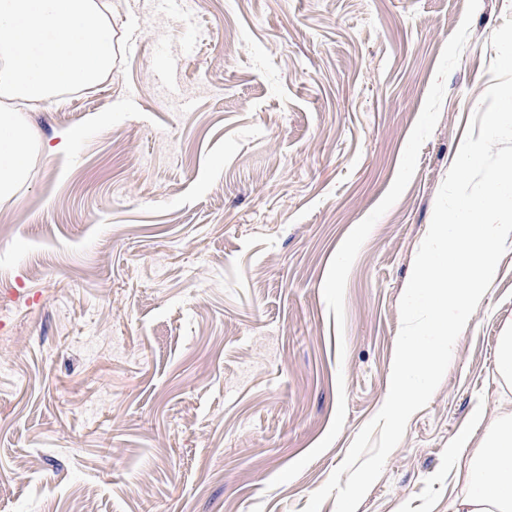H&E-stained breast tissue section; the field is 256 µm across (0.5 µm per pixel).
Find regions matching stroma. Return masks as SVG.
I'll return each instance as SVG.
<instances>
[{
	"label": "stroma",
	"instance_id": "35a3bbf8",
	"mask_svg": "<svg viewBox=\"0 0 512 512\" xmlns=\"http://www.w3.org/2000/svg\"><path fill=\"white\" fill-rule=\"evenodd\" d=\"M115 64L0 202V512H303L384 404L400 300L512 0H111ZM512 248L356 512H452L512 409ZM496 372L500 379L512 381V330H505L499 344Z\"/></svg>",
	"mask_w": 512,
	"mask_h": 512
}]
</instances>
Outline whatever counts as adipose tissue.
<instances>
[{
    "mask_svg": "<svg viewBox=\"0 0 512 512\" xmlns=\"http://www.w3.org/2000/svg\"><path fill=\"white\" fill-rule=\"evenodd\" d=\"M454 512H512V413L492 422L469 454Z\"/></svg>",
    "mask_w": 512,
    "mask_h": 512,
    "instance_id": "adipose-tissue-1",
    "label": "adipose tissue"
}]
</instances>
